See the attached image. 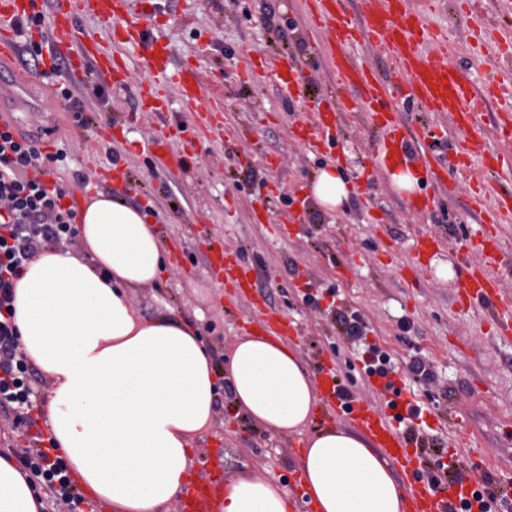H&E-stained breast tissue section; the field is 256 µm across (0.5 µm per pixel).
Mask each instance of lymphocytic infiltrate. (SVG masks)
Returning <instances> with one entry per match:
<instances>
[{"label":"lymphocytic infiltrate","instance_id":"f902f5d3","mask_svg":"<svg viewBox=\"0 0 512 512\" xmlns=\"http://www.w3.org/2000/svg\"><path fill=\"white\" fill-rule=\"evenodd\" d=\"M64 149L43 152L37 141L19 133L11 124L0 126V409L15 413L30 423L35 404L26 382V359L17 343L10 304L14 282L20 277L40 244H67L73 235L75 215L63 205L67 192L47 187L44 181L51 165L65 161ZM342 336L364 347L366 375L395 373L388 353L367 343V326L356 313L338 312ZM25 465L54 485L58 498L76 507L81 496L66 473L61 458L48 450L25 458Z\"/></svg>","mask_w":512,"mask_h":512}]
</instances>
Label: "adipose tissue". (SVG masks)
Masks as SVG:
<instances>
[{
  "label": "adipose tissue",
  "mask_w": 512,
  "mask_h": 512,
  "mask_svg": "<svg viewBox=\"0 0 512 512\" xmlns=\"http://www.w3.org/2000/svg\"><path fill=\"white\" fill-rule=\"evenodd\" d=\"M310 192L331 211L350 195L332 166ZM78 234L81 252L45 249L16 280L20 348L51 383L46 424L75 486L110 512H162L187 489L192 443L212 421L213 360L198 328L146 320L127 295L154 285L165 265L145 213L101 193L81 210ZM224 378L234 407L271 433L300 432L320 402L298 350L266 335L234 343ZM300 470L316 512H404L386 461L351 430L308 438ZM289 506L286 490L256 475L224 494V512ZM43 507L26 473L0 454V512Z\"/></svg>",
  "instance_id": "ef3b65f1"
}]
</instances>
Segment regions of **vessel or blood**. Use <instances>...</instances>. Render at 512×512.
Masks as SVG:
<instances>
[{
	"label": "vessel or blood",
	"instance_id": "1",
	"mask_svg": "<svg viewBox=\"0 0 512 512\" xmlns=\"http://www.w3.org/2000/svg\"><path fill=\"white\" fill-rule=\"evenodd\" d=\"M368 44L381 46L391 52L395 67L389 82L379 81L363 65L356 63L347 48L354 40L357 27L341 6V0H312L310 16L314 27L329 31L327 54L335 64L337 88L354 86L361 94L354 111L363 113L372 124L382 129L385 137L374 147L371 157L373 168L385 170L395 165L413 167L424 186H444L448 174L468 176L479 191H487L497 181L500 171L496 165L485 164L479 174H471L469 158L483 150L488 136L503 143L512 141V113H498L493 129H485L474 118L481 104L495 97L501 83L490 79L482 91H474L463 69L451 68L431 57L422 49L424 42L441 47L442 36L430 35L425 22L426 5L411 7L408 0H362ZM31 13V0H0V58L14 59L20 49L17 25ZM95 13L112 20L118 32L117 41L123 47L121 53H107L91 41L74 42L73 30L77 16ZM53 25L58 33L43 61L45 72H52L57 59L68 63L67 82L77 86L88 74L109 78L114 85L127 83L125 50L139 48L145 40L144 18L126 16V0H56ZM167 46L155 47L147 63L158 73L167 74L179 92L185 107L199 104L201 81L190 67L169 72ZM143 106L151 112L164 111L167 100L160 94L158 84L141 85L137 88ZM416 109L422 112H445L455 128L465 132L466 144L454 149L447 159L430 158L427 142H444L440 127L415 128L403 123L401 110ZM193 140L197 135L194 127L178 128L175 134H162L155 141L154 162L173 172L182 171L188 163L185 155L169 148L171 136ZM297 139L319 148L330 149L336 144V115L332 112L315 111L312 120L298 125L294 131ZM512 209V195L503 198L498 211L481 217L484 229L475 242L483 255V269L471 271L456 284L457 300L461 306L479 304L487 308L497 333L504 338L512 336V319L507 312L512 309V297L497 288L488 273L489 268L502 264L506 248L500 236L494 232L495 224L501 223L505 211ZM212 264L224 272L238 293H245L251 286L248 271L238 261L228 259L223 253H215ZM247 324L251 330L266 332L277 339L297 335L298 328L287 314L269 310L262 302L252 301ZM327 404L337 405L347 411L353 425L371 435L383 448L389 459L408 477H416V461L409 452V442L399 430L400 419L409 417L413 402L404 397L401 386L394 377L381 378L379 388L392 398L388 413L381 414L372 407L362 405L354 398H342L334 375H327L318 383ZM450 465L468 468L470 477L464 483L442 489L433 485L408 486L410 512H482L480 496L484 479L500 464L495 454H487L475 460L462 455L452 456ZM226 484L222 477L207 478L188 487L181 504L182 512H221Z\"/></svg>",
	"mask_w": 512,
	"mask_h": 512
}]
</instances>
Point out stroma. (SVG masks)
<instances>
[{
    "instance_id": "1",
    "label": "stroma",
    "mask_w": 512,
    "mask_h": 512,
    "mask_svg": "<svg viewBox=\"0 0 512 512\" xmlns=\"http://www.w3.org/2000/svg\"><path fill=\"white\" fill-rule=\"evenodd\" d=\"M156 10L150 40L170 49L169 71L197 68L204 97L219 96L224 112L219 130L184 146L171 139L173 151H188L192 166L174 173L154 167L152 143L159 132L196 123L201 113L188 110L174 87H166L165 112L141 111L137 84L156 80L141 63L140 51L127 53L129 82L119 88L91 76L73 87L84 106L82 116L54 114L49 101H32L15 111L20 132L43 139L47 127L57 130L55 147L68 158L55 175L72 186L74 173L89 177L98 191L149 212L170 262L157 284L129 289V298L144 317H174L198 326L216 365H223L237 338L245 335L249 301L234 295L208 262L210 243L227 253L245 250L247 267L258 293L275 310L288 313L300 328L297 343L302 362L318 377L335 368L346 388L375 408L388 399L378 393L361 361L362 348L339 335L331 316L305 304L304 284L332 288L336 304L358 312L368 323L369 342L404 366L411 357L428 360L435 379L414 386L408 398L423 410L425 430L454 449L460 419L456 406L466 402L481 447H506L504 419L512 416V341L497 335L480 307L461 308L453 282L436 274L437 262L451 263L457 277L480 262L469 249L478 217L468 208L470 187L448 176L438 190L435 208L417 211L407 195L395 190L389 174H371L370 156L383 137L363 117L345 113L344 128L330 150L295 140L294 128L323 104L335 75L327 57L326 32L307 27L305 0H148ZM469 16L455 13L451 0H434L426 16L429 28L442 31L446 48L440 59L471 69L475 80L501 70L512 84V61L496 47L471 56L470 33L496 19L512 18V0H476ZM288 56L304 76V108L282 93L271 61ZM254 68H247V61ZM336 165L353 190L343 208L330 212L309 199L308 187L319 170ZM127 173L110 180L113 166ZM305 196L304 208L289 211L281 195ZM265 200L264 223H254L258 200ZM435 236L442 251L415 264L421 236ZM409 330H401V321ZM313 417L302 432L272 435L236 410L220 394L210 427L194 443L193 474L209 470L216 451L224 453L226 480L255 474L292 490L301 476L299 459L307 437L321 431ZM44 424L24 426L0 412V451L21 458L33 447ZM478 447V448H481ZM478 448H464V456Z\"/></svg>"
}]
</instances>
